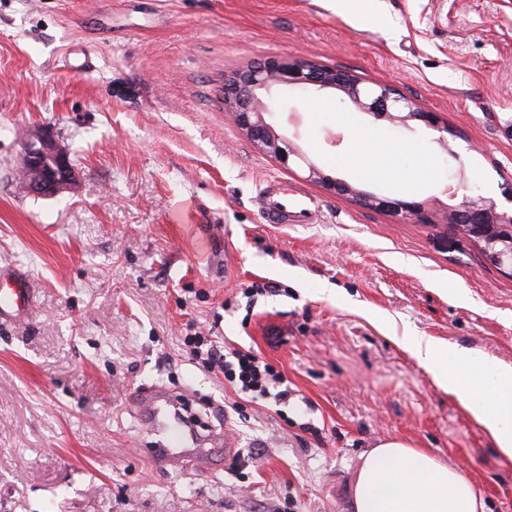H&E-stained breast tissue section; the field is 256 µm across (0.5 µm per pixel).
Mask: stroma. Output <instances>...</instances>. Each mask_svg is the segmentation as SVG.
Wrapping results in <instances>:
<instances>
[{"instance_id": "stroma-1", "label": "stroma", "mask_w": 512, "mask_h": 512, "mask_svg": "<svg viewBox=\"0 0 512 512\" xmlns=\"http://www.w3.org/2000/svg\"><path fill=\"white\" fill-rule=\"evenodd\" d=\"M395 84L452 132L391 127L341 95L282 96L273 119L325 173L423 202L429 223L359 206L281 168L219 103L224 74L273 57ZM75 182L24 193L26 129ZM390 174H363L368 145ZM512 185V0H0V272L36 291L0 324V512H354L363 455L399 439L512 512V463L402 339L512 365V270L446 222L455 177ZM305 187L316 224H265L260 183ZM266 293L247 298L252 284ZM281 371V409L192 360L190 323ZM190 399L192 475L130 394Z\"/></svg>"}]
</instances>
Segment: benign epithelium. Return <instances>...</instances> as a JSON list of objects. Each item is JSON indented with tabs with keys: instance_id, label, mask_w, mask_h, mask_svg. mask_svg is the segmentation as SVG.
Listing matches in <instances>:
<instances>
[{
	"instance_id": "obj_1",
	"label": "benign epithelium",
	"mask_w": 512,
	"mask_h": 512,
	"mask_svg": "<svg viewBox=\"0 0 512 512\" xmlns=\"http://www.w3.org/2000/svg\"><path fill=\"white\" fill-rule=\"evenodd\" d=\"M303 94L340 92L376 121L408 128L418 123L438 133L437 142L448 145V127L435 113L389 83H364L351 71L309 60L273 58L234 70L224 76L222 104L235 124L245 131L256 147L281 166L306 167L307 178L327 192L352 198L361 206L428 222L424 204L358 189L352 183L333 178L310 160L273 122L272 114L286 90ZM20 188L38 197H50L76 179L69 152L44 127L25 133ZM446 221L478 243L486 258L498 266L512 268V207L480 194H463L448 208Z\"/></svg>"
}]
</instances>
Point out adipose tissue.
I'll return each instance as SVG.
<instances>
[{
    "label": "adipose tissue",
    "instance_id": "obj_1",
    "mask_svg": "<svg viewBox=\"0 0 512 512\" xmlns=\"http://www.w3.org/2000/svg\"><path fill=\"white\" fill-rule=\"evenodd\" d=\"M405 342L437 385L454 394L512 462V367L416 336ZM355 512H485L482 494L461 470L402 440L364 457L354 487Z\"/></svg>",
    "mask_w": 512,
    "mask_h": 512
}]
</instances>
